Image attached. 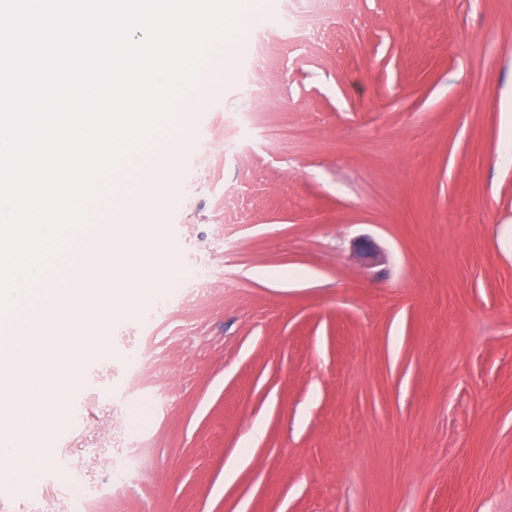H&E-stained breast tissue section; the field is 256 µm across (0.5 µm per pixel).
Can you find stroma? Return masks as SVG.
<instances>
[{"label": "stroma", "mask_w": 512, "mask_h": 512, "mask_svg": "<svg viewBox=\"0 0 512 512\" xmlns=\"http://www.w3.org/2000/svg\"><path fill=\"white\" fill-rule=\"evenodd\" d=\"M201 65L122 187L168 288L0 512H512V0H239Z\"/></svg>", "instance_id": "35a3bbf8"}]
</instances>
